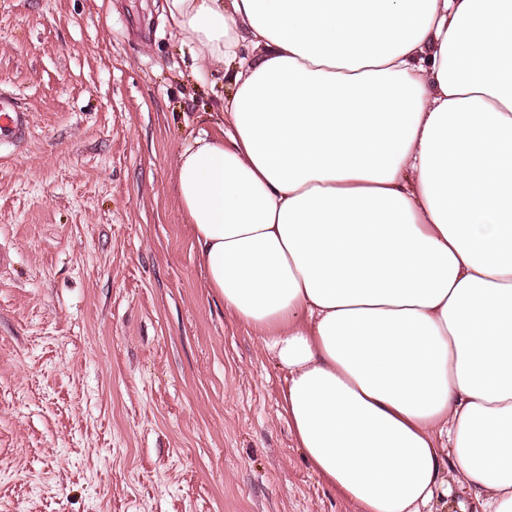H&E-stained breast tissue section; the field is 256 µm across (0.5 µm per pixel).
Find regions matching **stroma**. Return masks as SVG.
Wrapping results in <instances>:
<instances>
[{"mask_svg":"<svg viewBox=\"0 0 512 512\" xmlns=\"http://www.w3.org/2000/svg\"><path fill=\"white\" fill-rule=\"evenodd\" d=\"M192 58L161 0H0V512H357L198 263L175 171L231 87ZM27 113L10 96L0 93V144L6 138L23 139L28 131Z\"/></svg>","mask_w":512,"mask_h":512,"instance_id":"stroma-1","label":"stroma"}]
</instances>
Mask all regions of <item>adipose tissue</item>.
<instances>
[{
	"label": "adipose tissue",
	"mask_w": 512,
	"mask_h": 512,
	"mask_svg": "<svg viewBox=\"0 0 512 512\" xmlns=\"http://www.w3.org/2000/svg\"><path fill=\"white\" fill-rule=\"evenodd\" d=\"M232 85L181 154L212 288L358 512H512V0H165ZM449 482L452 486H455L454 493L447 496H440L435 500L433 511L438 512H473L474 508L472 506V501L466 495L460 494L456 492L455 481L451 476L448 477ZM460 503H463V507L460 506Z\"/></svg>",
	"instance_id": "obj_1"
}]
</instances>
